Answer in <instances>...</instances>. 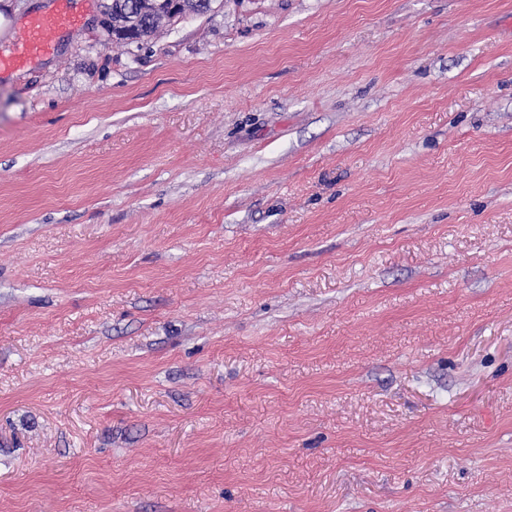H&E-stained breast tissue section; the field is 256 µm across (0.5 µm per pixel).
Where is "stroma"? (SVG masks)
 Returning a JSON list of instances; mask_svg holds the SVG:
<instances>
[{
    "label": "stroma",
    "mask_w": 512,
    "mask_h": 512,
    "mask_svg": "<svg viewBox=\"0 0 512 512\" xmlns=\"http://www.w3.org/2000/svg\"><path fill=\"white\" fill-rule=\"evenodd\" d=\"M75 5L0 73V512H512V0ZM161 1L171 0H112L104 13L107 40L123 41L128 45L137 43L136 39L141 42L153 36L164 23L187 11L194 14L210 11L212 0H180V4ZM175 9L178 16H174Z\"/></svg>",
    "instance_id": "obj_1"
}]
</instances>
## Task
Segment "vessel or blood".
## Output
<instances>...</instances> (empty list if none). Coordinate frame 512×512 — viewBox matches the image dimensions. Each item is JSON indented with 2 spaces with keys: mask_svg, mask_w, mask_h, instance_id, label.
I'll list each match as a JSON object with an SVG mask.
<instances>
[{
  "mask_svg": "<svg viewBox=\"0 0 512 512\" xmlns=\"http://www.w3.org/2000/svg\"><path fill=\"white\" fill-rule=\"evenodd\" d=\"M82 16L72 7V0H57L56 8L30 18L18 31L9 53H0V72L27 68L56 48L58 33L77 28Z\"/></svg>",
  "mask_w": 512,
  "mask_h": 512,
  "instance_id": "vessel-or-blood-1",
  "label": "vessel or blood"
}]
</instances>
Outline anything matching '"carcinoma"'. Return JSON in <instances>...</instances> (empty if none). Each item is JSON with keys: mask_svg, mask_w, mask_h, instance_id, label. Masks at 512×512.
Returning a JSON list of instances; mask_svg holds the SVG:
<instances>
[{"mask_svg": "<svg viewBox=\"0 0 512 512\" xmlns=\"http://www.w3.org/2000/svg\"><path fill=\"white\" fill-rule=\"evenodd\" d=\"M211 10V0H183L172 5L161 0H114L107 6L103 26L109 41L128 45L153 36L174 13L203 14Z\"/></svg>", "mask_w": 512, "mask_h": 512, "instance_id": "obj_1", "label": "carcinoma"}]
</instances>
